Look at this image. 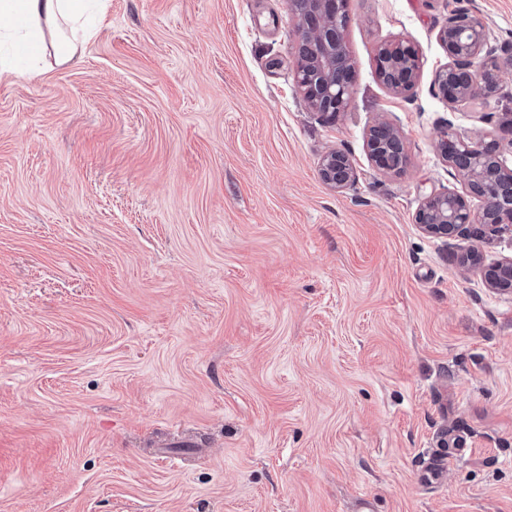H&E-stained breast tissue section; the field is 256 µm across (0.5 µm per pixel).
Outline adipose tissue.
I'll use <instances>...</instances> for the list:
<instances>
[{
  "mask_svg": "<svg viewBox=\"0 0 512 512\" xmlns=\"http://www.w3.org/2000/svg\"><path fill=\"white\" fill-rule=\"evenodd\" d=\"M107 0H0V40L12 43L27 65L39 71L47 54L64 62L91 34L95 14Z\"/></svg>",
  "mask_w": 512,
  "mask_h": 512,
  "instance_id": "1",
  "label": "adipose tissue"
}]
</instances>
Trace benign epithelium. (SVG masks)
<instances>
[{"label": "benign epithelium", "instance_id": "7a95c632", "mask_svg": "<svg viewBox=\"0 0 512 512\" xmlns=\"http://www.w3.org/2000/svg\"><path fill=\"white\" fill-rule=\"evenodd\" d=\"M348 0H288L289 12L297 20L293 78L308 105L334 118L346 111L353 92V65L345 49L350 23ZM448 63L436 70L432 88L436 96L450 104L478 96L497 95L502 90V67L497 49L488 45L481 18L459 10L448 16L438 34ZM419 51L403 41L384 43L376 55V71L390 92L412 95L421 75ZM437 149L460 178L465 191L434 192L425 196L415 215L420 229L434 237L456 238L480 225L496 233H512V168L502 159L497 139L465 140L450 127L437 131ZM366 148L374 167L386 173H401L408 166V155L399 130L381 119L369 131ZM320 179L343 191L356 179L350 156L340 150L323 155ZM478 200L475 209L472 200ZM492 288L509 283L512 288V258L485 270Z\"/></svg>", "mask_w": 512, "mask_h": 512}]
</instances>
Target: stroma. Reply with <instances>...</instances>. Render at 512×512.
Here are the masks:
<instances>
[{"label":"stroma","instance_id":"1","mask_svg":"<svg viewBox=\"0 0 512 512\" xmlns=\"http://www.w3.org/2000/svg\"><path fill=\"white\" fill-rule=\"evenodd\" d=\"M461 8L512 48V0H349L332 121L294 85L288 0H108L70 61L0 76V512H512V292L457 261L512 236L415 222L463 189L438 128L512 167V52L498 95L431 88ZM397 38L408 99L375 70ZM334 149L351 190L319 177ZM445 435L465 453L421 483ZM422 58L419 51L403 41L384 43L376 55V71L390 92L410 97L419 81ZM366 148L374 167L386 173H401L408 166V155L399 130L387 119H380L369 131ZM319 176L332 189L343 191L355 182V166L348 154L340 150H332L321 158Z\"/></svg>","mask_w":512,"mask_h":512}]
</instances>
